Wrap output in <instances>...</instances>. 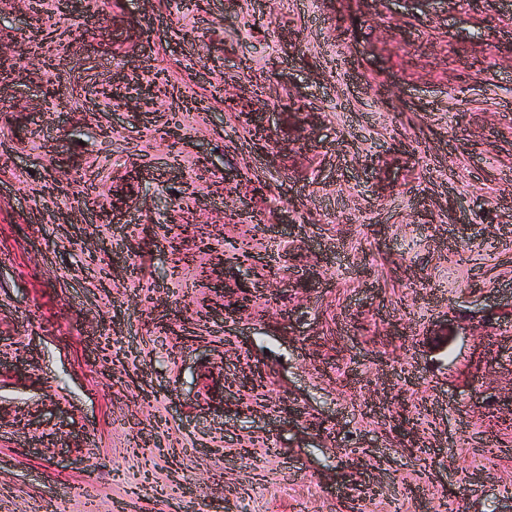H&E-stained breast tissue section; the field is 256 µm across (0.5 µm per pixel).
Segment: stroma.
Masks as SVG:
<instances>
[{
    "label": "stroma",
    "instance_id": "stroma-1",
    "mask_svg": "<svg viewBox=\"0 0 512 512\" xmlns=\"http://www.w3.org/2000/svg\"><path fill=\"white\" fill-rule=\"evenodd\" d=\"M82 4L0 0V512H512V0Z\"/></svg>",
    "mask_w": 512,
    "mask_h": 512
}]
</instances>
